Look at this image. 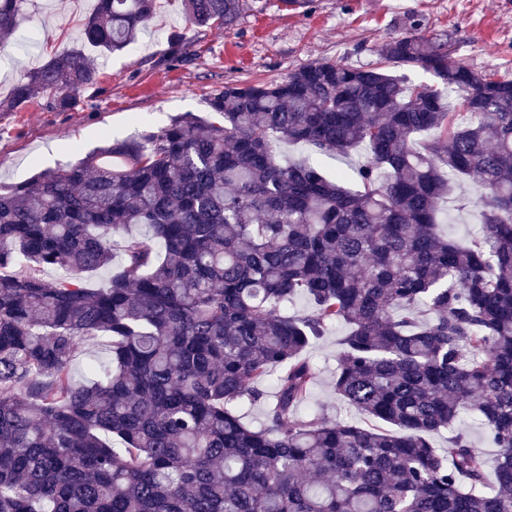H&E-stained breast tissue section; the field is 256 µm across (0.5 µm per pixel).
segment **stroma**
Instances as JSON below:
<instances>
[{
  "label": "stroma",
  "mask_w": 512,
  "mask_h": 512,
  "mask_svg": "<svg viewBox=\"0 0 512 512\" xmlns=\"http://www.w3.org/2000/svg\"><path fill=\"white\" fill-rule=\"evenodd\" d=\"M231 29L200 28L186 22L179 0H159L148 27L123 51L99 53V83L77 92L65 112L39 98L18 112H0V185L25 181L43 170H61L104 145L145 129L166 126L187 113L206 116L208 98L230 83L284 78L313 61L368 68L379 47L411 33L447 35L451 58L478 71L512 75V0H309L302 8L283 0H261ZM95 0H35L32 26L38 45L7 40L12 55L0 57V97L29 69L40 65L47 49L66 51L80 44V25ZM182 35V55L173 56L172 35ZM281 160L311 159L347 188L365 158L355 150L339 157L311 154L304 145L278 144ZM335 327L305 355L318 371L313 402L339 420L352 416L333 391L339 341Z\"/></svg>",
  "instance_id": "35a3bbf8"
}]
</instances>
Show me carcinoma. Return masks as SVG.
Segmentation results:
<instances>
[{"instance_id":"cac0c4a2","label":"carcinoma","mask_w":512,"mask_h":512,"mask_svg":"<svg viewBox=\"0 0 512 512\" xmlns=\"http://www.w3.org/2000/svg\"><path fill=\"white\" fill-rule=\"evenodd\" d=\"M27 4L0 0V36ZM181 5L218 29L246 7ZM157 8L97 0L81 47L49 52L0 112L47 93L71 109L99 81L87 51L122 50ZM278 142L364 147L362 189L283 164ZM467 181L484 192L460 205L481 224L463 245L438 204ZM299 297L309 313L288 315ZM339 324L336 396L376 426L296 419L317 378L304 352ZM100 338L107 361L77 378ZM257 402L260 427L241 412ZM464 411L498 449L492 482L466 432L431 442ZM0 512H512V79L410 34L370 68L226 85L207 118L0 190Z\"/></svg>"}]
</instances>
